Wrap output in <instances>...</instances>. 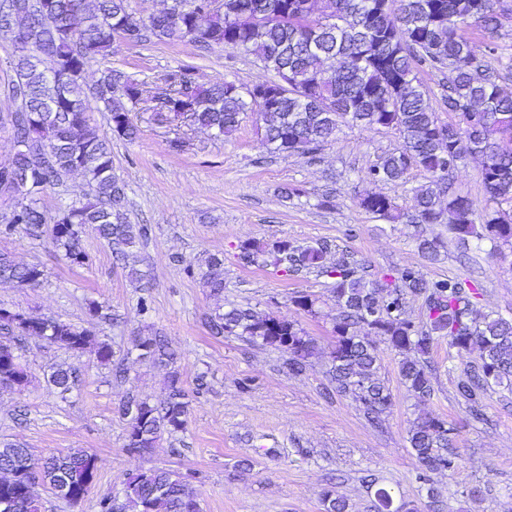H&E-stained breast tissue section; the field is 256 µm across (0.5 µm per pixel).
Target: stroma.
<instances>
[{"instance_id":"stroma-1","label":"stroma","mask_w":512,"mask_h":512,"mask_svg":"<svg viewBox=\"0 0 512 512\" xmlns=\"http://www.w3.org/2000/svg\"><path fill=\"white\" fill-rule=\"evenodd\" d=\"M469 36L492 47L489 67L512 80V21L494 37L477 30ZM185 64L205 84L228 80L251 86L273 78L253 56L224 46L200 53L191 43L154 37L135 46L115 45L109 55L90 61L84 76L92 82L118 70L152 92L159 72ZM130 118L138 136L132 142L113 137L112 166L126 184L129 223L148 227L139 245L140 268L152 284L147 314L138 312L139 288L114 264L92 228L82 234L91 258L82 267L66 263L49 239L22 234L0 239L1 251L44 271L34 287L0 283V308L89 329L111 345L113 363L128 370L119 379L93 354L77 356L38 338L21 345L30 381L19 390H0V440H19L39 458L79 448L100 459L88 496L72 505L40 487L41 512H99L102 496L122 494L136 470L153 467L186 476L203 512H324L328 493L344 498L348 512H375L381 487L404 512H512L511 387H494L485 420L473 419L456 393L457 374L449 369L448 342L442 339L432 352L434 392L419 400L399 379L400 355L378 336L379 377L390 387L393 405L381 424H373L350 398L326 393L339 312L331 279L315 272L293 278L271 266H244L237 257L245 241L286 239L307 247L328 240L373 272L415 265L431 278L470 279L481 289V311L510 318L512 249L491 257L464 249L446 225L392 223L362 210L360 195L380 193L410 211L413 188L427 180L417 167L397 182L368 178V165L398 145L390 130L340 127L310 158L270 153L251 114L222 139L193 125L158 123L140 107ZM177 137L184 146L175 152L169 142ZM287 186L298 189V196L284 198ZM422 236L441 241L437 261L422 258L417 248ZM212 253L224 257L219 298L185 271ZM300 293L315 298V314L292 303ZM93 302L109 307L118 322L91 318ZM232 305L296 322L313 336L318 351L305 371H290L288 356L279 349L212 336L211 314ZM154 334L165 336L177 351L174 367L139 358V339ZM58 365L75 368L78 375L64 396L46 382ZM174 370L189 403L185 430L163 434L148 454L130 455L123 401L133 393L163 403ZM424 414L455 425L461 457L454 474H435L427 482L419 477L408 441L411 422Z\"/></svg>"}]
</instances>
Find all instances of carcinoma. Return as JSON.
Listing matches in <instances>:
<instances>
[{"instance_id": "carcinoma-1", "label": "carcinoma", "mask_w": 512, "mask_h": 512, "mask_svg": "<svg viewBox=\"0 0 512 512\" xmlns=\"http://www.w3.org/2000/svg\"><path fill=\"white\" fill-rule=\"evenodd\" d=\"M31 9L18 20L25 47L9 61L13 72L8 96L21 111L0 120L13 141L25 149L0 163V196L19 212L21 223L0 224V237L17 232L32 240L48 236L63 258L75 266L89 263L82 245L85 227L103 239L115 261L129 270L141 288L149 287L137 268L134 248L146 228L127 221L125 186L112 170V147L94 125L93 110L108 113L112 133L132 142L138 129L129 118L143 100L144 83L117 71L105 72L93 85L83 81L86 64L106 56L122 41L137 45L153 36L169 42H190L201 50L214 45L255 56L274 74L260 86L271 94V105L255 98L260 87L234 81L209 86L192 82L193 67L164 72L157 80L171 89L149 110L160 123L188 113L194 125L222 139L237 131L243 115L257 114L256 126L273 153L310 154L319 150L342 126L393 131L399 145L370 165L376 181H399L412 167L429 180L413 191V212L407 216L381 194L359 197V207L376 217L411 224H446L456 238L491 244L489 254L512 248V85L474 72L470 63L480 49L467 37L470 30L488 36L503 26L497 0H321L312 16L311 0H224L235 12L207 10L209 0L177 20L163 11L135 19L129 0H21ZM333 18L330 24L325 19ZM427 66L448 73L443 105L455 120L443 122L430 103L415 70ZM479 102L483 111L471 115L460 105ZM469 158L484 162L481 181L486 197L482 209L456 188L453 173ZM79 173L86 182L83 198L55 217L48 215L43 194ZM331 245L300 247L288 240L270 245L246 241L239 259L247 266L283 267L288 276L317 270L333 279L332 291L341 308L333 326L331 380L336 392L351 398L377 423L392 406V392L378 377L379 354L370 336H381L402 355L401 383L416 397L434 391L430 355L440 339H448V360H462L478 347V358L465 362L456 389L476 419L484 417L487 391L512 384V319L492 312L478 314V289L467 278L432 279L416 266L367 275L364 264L341 253L326 264ZM200 280L213 296L224 294V259L205 258ZM44 271L23 265L0 252V282L20 287L38 285ZM423 299L426 322L406 316L409 300ZM215 336H239L288 354V366L303 371L316 351V341L298 324L250 307L232 306L211 317ZM37 336L76 353L87 349L108 365L112 348L90 331L44 317L0 308V389L28 382L16 354L18 342ZM139 357L170 364L175 353L159 336L138 342ZM48 383L60 393L76 381L75 370L53 369ZM170 393L162 406L131 395L122 404L127 418L126 444L131 455H144L163 433L185 430L189 405L183 401L180 377L169 375ZM456 428L446 419L418 417L409 429V443L422 470L421 478L450 474L460 467L454 449ZM98 458L86 451L46 459L34 457L20 442L0 441V496L8 495L11 512H40L37 487L49 486L72 504L79 498L68 487L74 473L86 476L90 492ZM120 512H201L196 493L185 477L167 468L141 469L124 489Z\"/></svg>"}]
</instances>
